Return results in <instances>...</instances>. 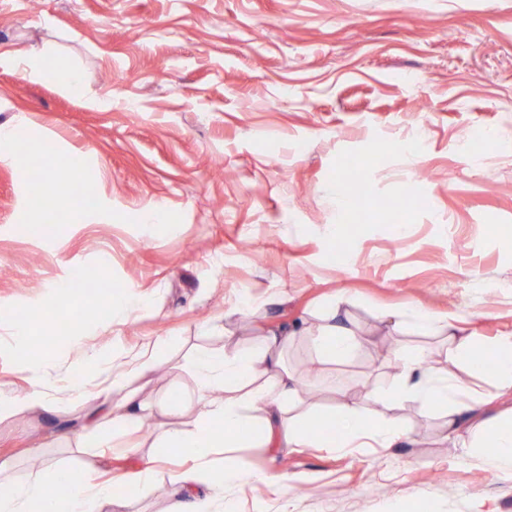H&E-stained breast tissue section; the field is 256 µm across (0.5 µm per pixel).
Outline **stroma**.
Instances as JSON below:
<instances>
[{
	"mask_svg": "<svg viewBox=\"0 0 512 512\" xmlns=\"http://www.w3.org/2000/svg\"><path fill=\"white\" fill-rule=\"evenodd\" d=\"M35 46L79 70L83 93L0 68V125L25 131L0 149V400L28 391L37 352L61 389L87 360L155 344L153 393L186 406L196 350L250 344L342 294L368 349L332 363L299 336L285 357L326 414L394 375L387 310L454 316L478 354L512 333V0H0V52ZM47 143L94 181L13 165ZM34 174L54 211L30 196ZM350 179L365 191L353 223ZM41 223L51 232L34 236ZM89 268L96 293L67 287ZM116 294L128 310H111ZM21 311L37 314L22 335ZM429 346L478 413L512 411L492 371ZM59 405L0 420L17 474L35 457L78 460L61 435L90 406ZM392 413L409 429L393 448L218 455L243 476L224 494L236 512H512V474L491 452L461 457L416 403ZM113 492L130 512H165L170 484L161 472Z\"/></svg>",
	"mask_w": 512,
	"mask_h": 512,
	"instance_id": "1",
	"label": "stroma"
}]
</instances>
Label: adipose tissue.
<instances>
[{
  "label": "adipose tissue",
  "instance_id": "ef3b65f1",
  "mask_svg": "<svg viewBox=\"0 0 512 512\" xmlns=\"http://www.w3.org/2000/svg\"><path fill=\"white\" fill-rule=\"evenodd\" d=\"M47 55L44 48L27 51L21 57L0 54V67L21 66L30 82L51 83L66 94H80V74L49 68L44 63ZM349 304L347 297L338 296L313 323H299L294 331H268L259 343L248 348L198 352L190 375L199 406L190 416L182 408L160 405L147 391L158 362L156 352L90 363L98 383L87 397L102 407L103 413L95 440L77 441L86 460L75 467L66 460L54 459L41 470L21 477L16 475L12 459L0 458V512H127L128 502L113 496V485L146 483L163 463L161 451L165 448L187 452L192 459L191 466L169 473L174 493L167 512H234L232 501L224 497V486L240 480L241 474L213 470V449L244 448L252 439L264 448H301L314 443L335 451L391 448L407 438L408 430L397 417L372 426V405L386 402L413 401L442 413L449 439L470 453L484 446L496 449V468L511 473L512 421L502 424L494 418L474 420L471 405L462 398L463 386L430 364L427 349L400 342L389 349V361L396 373L388 389L374 388L362 401L346 404L327 416L326 430L304 429V422L317 417L318 412L312 407L301 408V384L285 369L283 355L299 333L310 336L315 350L334 362L364 352L370 339L356 327ZM413 318L425 335L437 339L473 372L484 371V362L473 353L471 336L456 330L445 318L424 312ZM52 365L48 357L35 362L29 391L0 401V417L53 411L54 398L45 384ZM158 415L163 418V429L156 440V451L140 455L136 469L108 474L102 454L109 445L108 430H139ZM62 482L68 485L67 496L48 497V486Z\"/></svg>",
  "mask_w": 512,
  "mask_h": 512
}]
</instances>
